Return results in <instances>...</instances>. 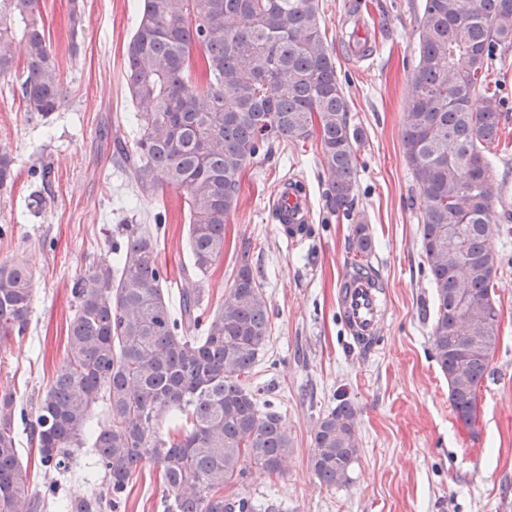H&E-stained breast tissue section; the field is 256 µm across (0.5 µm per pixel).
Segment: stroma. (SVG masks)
I'll return each instance as SVG.
<instances>
[{
  "instance_id": "stroma-1",
  "label": "stroma",
  "mask_w": 512,
  "mask_h": 512,
  "mask_svg": "<svg viewBox=\"0 0 512 512\" xmlns=\"http://www.w3.org/2000/svg\"><path fill=\"white\" fill-rule=\"evenodd\" d=\"M326 38L350 103L357 145L353 214H331L320 144H275L245 171L238 206L224 226V257L201 283L205 305L216 309L230 288L240 251H248L267 300L271 331L262 359L247 378L271 402L293 440L282 475L256 469L240 496L280 512H512V237L494 247L502 262L492 297L501 333L479 388L474 427L452 411L448 381L432 356L434 290L421 249L418 186L401 148L402 113L417 62L422 0H319ZM65 100L42 122L29 120L19 101L0 95V144L9 145L18 176L0 191V260L31 267L33 300L24 339L0 343V391L34 412L37 397L65 356L76 303L71 283L86 259L112 260L106 249L128 221L166 222L158 237L172 289L187 287L191 262L183 190L140 192L114 152V137L133 131L126 81V46L138 23V0H39ZM79 10L80 25L70 22ZM361 20L373 52L348 54L354 20ZM301 181L310 203L308 235L290 244L273 219L284 183ZM41 192L46 204L31 208ZM368 224L371 262L390 288L379 346L354 351L337 306V286L351 262L354 224ZM357 410L360 452L351 481L321 485L310 470L312 431L340 401ZM30 488L55 494L46 512H61L94 491L90 446L70 468L41 465L26 434L18 436ZM117 512H164L157 465L130 482Z\"/></svg>"
}]
</instances>
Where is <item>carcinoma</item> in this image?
I'll list each match as a JSON object with an SVG mask.
<instances>
[{
    "instance_id": "carcinoma-1",
    "label": "carcinoma",
    "mask_w": 512,
    "mask_h": 512,
    "mask_svg": "<svg viewBox=\"0 0 512 512\" xmlns=\"http://www.w3.org/2000/svg\"><path fill=\"white\" fill-rule=\"evenodd\" d=\"M418 44L402 152L419 189L434 288L433 358L466 424L499 341L493 238L512 222L511 213L496 211L504 184L488 175L504 115L491 74L512 51V0H424ZM195 51L203 81L190 92L187 60ZM126 58L134 132L120 154L139 189L186 191L188 276L203 280L224 255V224L244 171L282 140L317 136L326 206L352 209L362 132L350 122L319 0H140ZM19 67L15 92L25 112L46 118L59 109V69L37 0H0V77ZM14 181L12 150L0 144V189ZM159 229L125 225L123 242L110 245L113 262L92 260L73 281L66 356L37 399L29 440L43 466L66 469L103 401L105 419L92 432L103 486L70 512L117 506L147 462L162 471L164 512H256L224 488L245 485L254 467L280 475L292 448L277 412L243 381L270 335L262 286L243 256L218 309L206 311L200 289L184 288L174 314ZM350 248L369 257L368 225H354ZM32 283L23 262H0L1 338L26 334ZM25 418L13 392L1 391L0 512H43L53 494L30 489L17 440ZM356 428L347 401L316 422L310 468L320 483L350 482Z\"/></svg>"
}]
</instances>
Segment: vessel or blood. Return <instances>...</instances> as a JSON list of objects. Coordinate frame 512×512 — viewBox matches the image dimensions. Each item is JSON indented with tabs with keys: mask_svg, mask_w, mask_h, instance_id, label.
I'll return each mask as SVG.
<instances>
[{
	"mask_svg": "<svg viewBox=\"0 0 512 512\" xmlns=\"http://www.w3.org/2000/svg\"><path fill=\"white\" fill-rule=\"evenodd\" d=\"M273 214L291 242L302 241L309 223V209L304 194L294 191L279 193L273 205ZM387 297V282L373 265L346 268L340 280L337 303L349 337L362 353H372L378 346Z\"/></svg>",
	"mask_w": 512,
	"mask_h": 512,
	"instance_id": "vessel-or-blood-1",
	"label": "vessel or blood"
}]
</instances>
